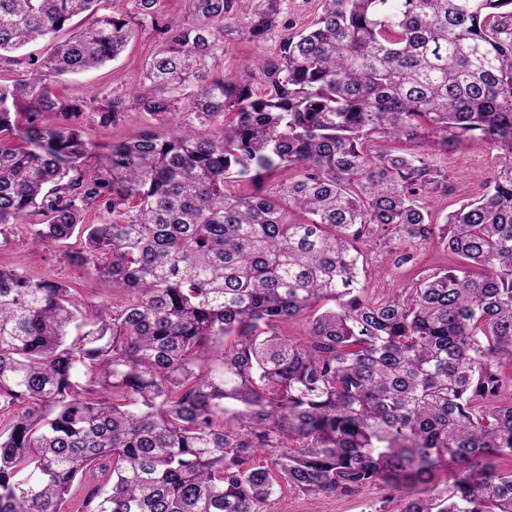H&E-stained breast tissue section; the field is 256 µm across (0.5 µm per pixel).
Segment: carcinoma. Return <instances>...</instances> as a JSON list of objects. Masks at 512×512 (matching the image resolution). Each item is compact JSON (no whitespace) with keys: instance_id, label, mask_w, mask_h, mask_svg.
I'll return each mask as SVG.
<instances>
[{"instance_id":"carcinoma-1","label":"carcinoma","mask_w":512,"mask_h":512,"mask_svg":"<svg viewBox=\"0 0 512 512\" xmlns=\"http://www.w3.org/2000/svg\"><path fill=\"white\" fill-rule=\"evenodd\" d=\"M98 2L0 0V62L70 32L0 85V225L46 217L35 241L76 239L70 263L131 296L87 318L67 285L0 266V512H63L88 473L83 512H267L284 487L380 482L401 512H512V472L491 464L512 457V0H321L256 61L264 95L207 60L238 14L264 43L282 0H188L132 100L199 126L114 143L89 173L79 116L114 124L123 101L64 102L48 80L125 51L131 20ZM426 128L423 151L366 147ZM474 139L497 162L440 224L452 188L429 151ZM235 174L272 188L231 191ZM91 209L112 220L82 223ZM375 235L399 268L429 243L448 267L377 301L360 249ZM323 303L308 344L278 332ZM216 349L217 376L199 367ZM445 462L444 491L411 497Z\"/></svg>"}]
</instances>
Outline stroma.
I'll list each match as a JSON object with an SVG mask.
<instances>
[{
    "label": "stroma",
    "instance_id": "obj_1",
    "mask_svg": "<svg viewBox=\"0 0 512 512\" xmlns=\"http://www.w3.org/2000/svg\"><path fill=\"white\" fill-rule=\"evenodd\" d=\"M320 11V0H284L283 19L285 29L276 30L260 46L249 43L239 34H232L224 42L223 51L210 59L211 74L246 75L258 57H270L277 53L285 30H301L309 25ZM157 47L156 34L151 22L136 24L135 33L124 54L105 66L51 79L52 92L62 100L98 97L111 99L124 94L142 79L143 67ZM193 116L181 112L173 116L155 118L133 104H126L118 122L109 126L98 124L94 113H83L81 121L97 145V152L88 160L89 166H97L100 156L109 146L140 134L145 128H153L167 134L177 124L192 121ZM434 165L448 171L452 178L453 192L441 197L435 206L438 217H445L466 199L480 196L485 181L495 165L494 152L481 141H466L448 151L430 153ZM367 284L374 298H381L392 291L408 287L413 272L426 274L448 265L443 248L431 244L415 255L414 268H398L391 244L378 238L364 242ZM0 265L20 267L36 278L49 277L66 283L75 290V304L86 315L125 301L124 292L114 289L111 283L92 280L87 270L72 265L65 246L34 242L28 225L10 224L0 229ZM403 502L397 494L379 484L363 488L346 497H308L286 489L275 494L269 512H401Z\"/></svg>",
    "mask_w": 512,
    "mask_h": 512
}]
</instances>
